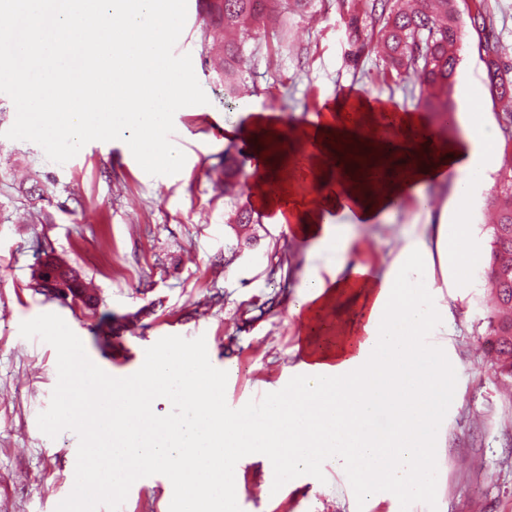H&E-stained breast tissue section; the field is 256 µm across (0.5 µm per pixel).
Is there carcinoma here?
<instances>
[{
    "mask_svg": "<svg viewBox=\"0 0 512 512\" xmlns=\"http://www.w3.org/2000/svg\"><path fill=\"white\" fill-rule=\"evenodd\" d=\"M364 0L353 7L347 25L361 52L367 47L360 22L380 24L378 36L384 47L386 65L396 71L420 73L418 107L435 123L454 111L451 100L461 58L458 45L465 32L450 0ZM224 50L222 70L227 76L225 90L235 93L233 77L243 59V46L251 29L263 23L273 0H222ZM485 55L491 99H512V65L502 60L499 45L479 43ZM240 169L233 157L224 158V193L230 195L238 183ZM497 207L487 224L491 236V258L485 278L490 284L497 314L490 317L487 335L502 373L512 377V157L505 160L494 186Z\"/></svg>",
    "mask_w": 512,
    "mask_h": 512,
    "instance_id": "cac0c4a2",
    "label": "carcinoma"
}]
</instances>
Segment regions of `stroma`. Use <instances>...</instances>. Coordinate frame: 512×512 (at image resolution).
Instances as JSON below:
<instances>
[{
  "label": "stroma",
  "mask_w": 512,
  "mask_h": 512,
  "mask_svg": "<svg viewBox=\"0 0 512 512\" xmlns=\"http://www.w3.org/2000/svg\"><path fill=\"white\" fill-rule=\"evenodd\" d=\"M349 3L276 8L246 43L240 87L229 97L210 52L206 0H188L177 46L191 55L209 102L174 115L186 155L175 175H148L120 140L92 141L66 163L49 161L39 145L5 138L16 110L0 94V512H168L175 488L165 465L105 496L85 495L74 483L89 433L72 423L75 403L63 392L71 343L83 345L103 380L129 377L172 348L195 352L223 374L226 411L238 414L263 391L288 394L303 337L332 347L340 325L355 318L347 297L321 312L319 330L292 313L302 282L325 259H310L312 240L253 207L248 188L224 193V157L240 147L225 140L224 128L243 126L248 110L276 113L287 129L354 93L416 111L415 75L390 70L378 43L356 53ZM483 5L490 14L484 36L512 63V0ZM478 38L470 34L464 44L453 98L470 87L476 111L498 124L503 114L488 92ZM36 181L43 195L30 194ZM453 191L449 181L429 185L427 208L403 199L385 223L352 226L351 256L384 269L407 235L443 222ZM491 206L488 189L470 204L469 238L478 252L471 271L434 273L448 307L436 337L448 406L434 425L431 490L366 496L353 466L328 458L319 475L273 491L272 469L256 457L238 467L235 512H512V380L499 375L485 336L491 308L481 272L491 252L484 228ZM237 207L253 216L243 240L226 224ZM48 253L91 280L96 310L38 290L34 276Z\"/></svg>",
  "instance_id": "1"
}]
</instances>
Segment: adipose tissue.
Segmentation results:
<instances>
[{
	"label": "adipose tissue",
	"instance_id": "1",
	"mask_svg": "<svg viewBox=\"0 0 512 512\" xmlns=\"http://www.w3.org/2000/svg\"><path fill=\"white\" fill-rule=\"evenodd\" d=\"M416 139L400 130L391 138L377 127L347 128L340 109L321 122L304 125L295 137L308 143L310 168L325 165L336 175V189L321 193L316 204L278 193L261 197L274 206L280 223L313 239L317 252L333 254L326 274L303 282L298 309L311 316L351 295L358 318L342 331L336 350L308 346L303 372L287 398L272 401L262 418L227 417L224 383L197 357L174 351L148 360L128 382L106 387L94 383L80 390L79 409L90 420L86 450L92 479L82 491L102 495L134 479L149 464L174 460L175 483L183 495L172 512H233L229 493L240 462L258 456L282 475L313 468L322 458L336 457L359 465L358 482L370 490L405 495L427 491L434 480L432 422L448 402V378L436 365L434 350L423 341L444 308L427 303L433 287V265L468 268L474 256L467 245L469 204L485 187L496 159L498 134L492 122L468 106L452 113L456 139L430 125ZM350 133L359 141V158L343 162L341 152L319 134ZM379 144L383 159L397 157L412 167L413 179H392L373 187L370 178H354L359 159ZM454 182L444 223L432 234L406 238L399 257L382 272L365 262L347 264L348 239L339 224L348 215L355 224L382 223L402 197L426 204L423 187ZM179 392L185 402L182 420L146 418L145 408L158 396Z\"/></svg>",
	"mask_w": 512,
	"mask_h": 512
}]
</instances>
